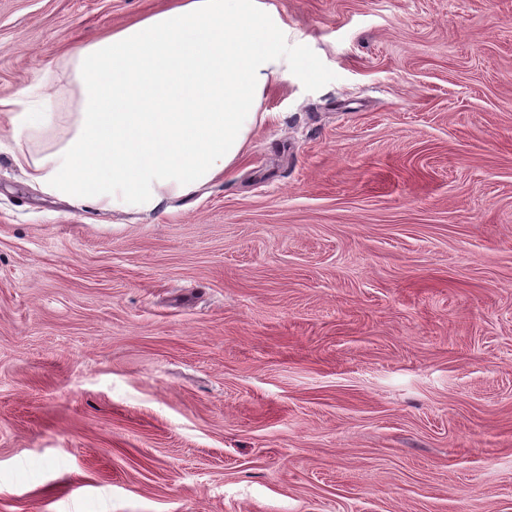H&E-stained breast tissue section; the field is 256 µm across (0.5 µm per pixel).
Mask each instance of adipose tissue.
Here are the masks:
<instances>
[{
    "instance_id": "adipose-tissue-1",
    "label": "adipose tissue",
    "mask_w": 512,
    "mask_h": 512,
    "mask_svg": "<svg viewBox=\"0 0 512 512\" xmlns=\"http://www.w3.org/2000/svg\"><path fill=\"white\" fill-rule=\"evenodd\" d=\"M67 62L82 100L71 138L16 163L73 205L149 214L236 165L267 86L288 73V28L265 0H173ZM0 108L15 138L49 127L25 91Z\"/></svg>"
}]
</instances>
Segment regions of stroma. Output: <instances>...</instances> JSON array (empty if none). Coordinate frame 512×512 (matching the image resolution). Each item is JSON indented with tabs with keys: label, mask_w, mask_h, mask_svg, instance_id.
Wrapping results in <instances>:
<instances>
[{
	"label": "stroma",
	"mask_w": 512,
	"mask_h": 512,
	"mask_svg": "<svg viewBox=\"0 0 512 512\" xmlns=\"http://www.w3.org/2000/svg\"><path fill=\"white\" fill-rule=\"evenodd\" d=\"M289 65L152 214L0 119V512H512V0H268ZM170 0H0V98Z\"/></svg>",
	"instance_id": "stroma-1"
}]
</instances>
